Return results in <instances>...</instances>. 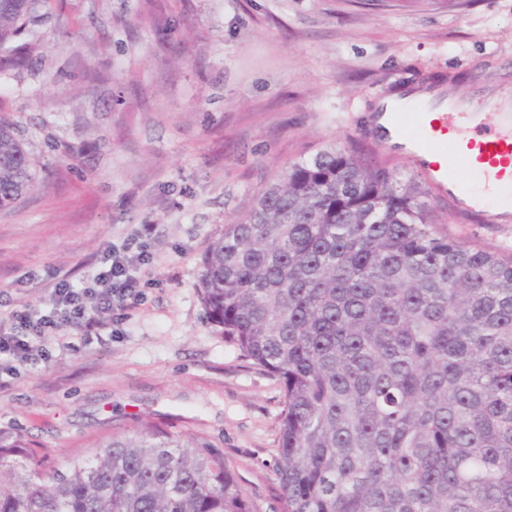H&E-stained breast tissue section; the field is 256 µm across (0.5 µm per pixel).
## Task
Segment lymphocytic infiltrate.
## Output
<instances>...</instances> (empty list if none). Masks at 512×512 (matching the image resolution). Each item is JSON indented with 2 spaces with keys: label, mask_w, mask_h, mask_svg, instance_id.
Returning a JSON list of instances; mask_svg holds the SVG:
<instances>
[{
  "label": "lymphocytic infiltrate",
  "mask_w": 512,
  "mask_h": 512,
  "mask_svg": "<svg viewBox=\"0 0 512 512\" xmlns=\"http://www.w3.org/2000/svg\"><path fill=\"white\" fill-rule=\"evenodd\" d=\"M153 233V225L143 224L122 245L107 246L85 286L75 288L64 283L56 287L48 313L14 311L0 316V357L28 363L35 349L63 327L91 323L95 314L111 312L114 304L136 297L142 270L149 263L145 244Z\"/></svg>",
  "instance_id": "1"
}]
</instances>
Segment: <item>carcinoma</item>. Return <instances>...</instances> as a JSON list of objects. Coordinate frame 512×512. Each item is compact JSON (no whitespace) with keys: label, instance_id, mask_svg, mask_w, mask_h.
I'll list each match as a JSON object with an SVG mask.
<instances>
[{"label":"carcinoma","instance_id":"1","mask_svg":"<svg viewBox=\"0 0 512 512\" xmlns=\"http://www.w3.org/2000/svg\"><path fill=\"white\" fill-rule=\"evenodd\" d=\"M52 0H0V49ZM0 113V210L36 187ZM224 340L283 388L280 512H512V257L440 234L371 152L288 167L202 261ZM43 480L0 432V512H254L202 439L144 421Z\"/></svg>","mask_w":512,"mask_h":512}]
</instances>
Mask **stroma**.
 Returning <instances> with one entry per match:
<instances>
[{"label":"stroma","instance_id":"obj_1","mask_svg":"<svg viewBox=\"0 0 512 512\" xmlns=\"http://www.w3.org/2000/svg\"><path fill=\"white\" fill-rule=\"evenodd\" d=\"M457 73L486 123L512 103V0H54L27 67H0L38 182L0 211V314L48 308L142 224L153 283L99 339L68 326L0 373V430L53 470L151 420L223 448L257 512H278L283 391L208 321L202 260L264 182L329 145L375 149L396 86ZM430 202L440 232L512 255V223Z\"/></svg>","mask_w":512,"mask_h":512}]
</instances>
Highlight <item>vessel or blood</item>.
Returning a JSON list of instances; mask_svg holds the SVG:
<instances>
[{"label":"vessel or blood","mask_w":512,"mask_h":512,"mask_svg":"<svg viewBox=\"0 0 512 512\" xmlns=\"http://www.w3.org/2000/svg\"><path fill=\"white\" fill-rule=\"evenodd\" d=\"M389 129L378 142L387 148L402 142L418 150V165L429 183L447 189L464 212L486 208V200L473 194L455 173L464 169L480 175L495 189L512 190V113H500L495 125L475 123L469 113L455 107L431 114L419 105L388 110ZM447 158V166L433 155Z\"/></svg>","instance_id":"b4317fda"}]
</instances>
